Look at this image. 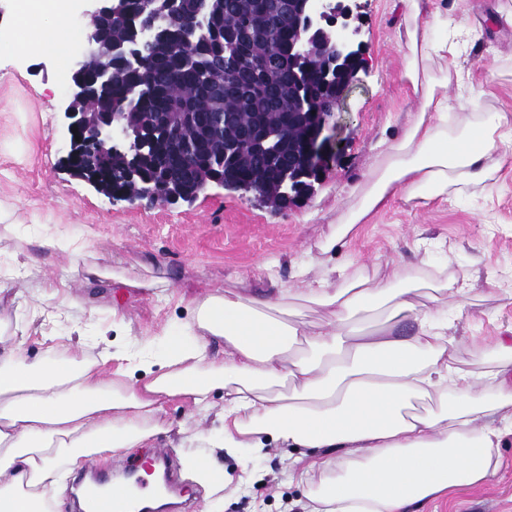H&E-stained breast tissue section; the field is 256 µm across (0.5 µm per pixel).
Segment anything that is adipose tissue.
Segmentation results:
<instances>
[{"instance_id":"ef3b65f1","label":"adipose tissue","mask_w":512,"mask_h":512,"mask_svg":"<svg viewBox=\"0 0 512 512\" xmlns=\"http://www.w3.org/2000/svg\"><path fill=\"white\" fill-rule=\"evenodd\" d=\"M405 18L422 20L408 49L407 75L424 85L418 113L393 146L346 227L365 223L390 197L430 201L453 186L484 184L498 167L499 143L512 139V109L490 116L471 100L452 111L447 81L427 63L448 50L431 38L440 22L426 0H399ZM20 48L63 56V14L16 17ZM439 292L401 272L385 280H323L301 299L328 313L325 323L293 321L294 296L258 299L215 292L190 299L191 323L162 329V362L132 343L62 361L27 356L24 340L0 336V512H53L66 480L93 453L143 447L164 432L166 401L199 415L212 391L224 392L223 427L209 448L305 449L289 465L304 512H408L411 505L491 478L497 448L512 431V359L475 374L457 364L455 338L438 307L417 302ZM383 311L377 333L368 314ZM412 321V336L398 327ZM223 344L226 357L213 355ZM493 400L478 396L482 386Z\"/></svg>"}]
</instances>
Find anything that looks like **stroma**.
Wrapping results in <instances>:
<instances>
[{"label": "stroma", "instance_id": "obj_1", "mask_svg": "<svg viewBox=\"0 0 512 512\" xmlns=\"http://www.w3.org/2000/svg\"><path fill=\"white\" fill-rule=\"evenodd\" d=\"M349 21L367 58L364 71L338 103V146L314 192L287 208L250 193L210 187L174 204L114 200L74 175L65 113L67 79L55 57L30 50L0 52V279L13 290L0 299V329L26 337L29 355H44L41 332L106 345L131 336L151 344L167 323L191 321L189 298L218 290L263 296L279 288L300 293L338 270L372 279L395 268L439 275L446 290L438 307L454 309L457 363L482 373L512 357L497 345L512 338V149L501 147L487 188H449L421 204L396 197L367 223L343 232L372 174L414 120L418 103L407 72L414 28L395 0H359ZM440 36L452 53L430 70L448 79L452 104L473 94L483 109H512V27L480 11L476 0H436ZM62 238L82 257L73 264L42 250ZM141 281L139 289L125 280ZM163 280L164 292L150 288ZM80 343V344H83ZM80 344L57 349L56 358ZM224 470L221 502L193 483L192 512H302L301 489L288 482V451L272 448L257 460L216 453ZM499 468L486 483L465 486L416 505L413 512H512V435L498 451Z\"/></svg>", "mask_w": 512, "mask_h": 512}]
</instances>
